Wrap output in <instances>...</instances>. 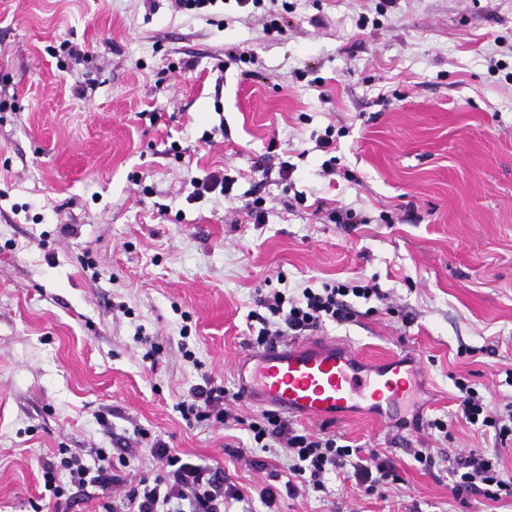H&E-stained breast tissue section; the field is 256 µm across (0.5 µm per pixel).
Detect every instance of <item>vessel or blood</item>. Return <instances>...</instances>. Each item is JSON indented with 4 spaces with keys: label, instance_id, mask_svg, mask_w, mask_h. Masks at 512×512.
Segmentation results:
<instances>
[{
    "label": "vessel or blood",
    "instance_id": "b4317fda",
    "mask_svg": "<svg viewBox=\"0 0 512 512\" xmlns=\"http://www.w3.org/2000/svg\"><path fill=\"white\" fill-rule=\"evenodd\" d=\"M236 368L245 398L321 421L358 411L385 420L416 392L418 380L417 366L404 359L370 362L333 342L249 352Z\"/></svg>",
    "mask_w": 512,
    "mask_h": 512
}]
</instances>
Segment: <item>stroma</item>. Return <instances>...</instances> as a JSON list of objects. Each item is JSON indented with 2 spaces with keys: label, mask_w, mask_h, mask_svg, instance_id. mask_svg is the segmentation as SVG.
I'll return each instance as SVG.
<instances>
[{
  "label": "stroma",
  "mask_w": 512,
  "mask_h": 512,
  "mask_svg": "<svg viewBox=\"0 0 512 512\" xmlns=\"http://www.w3.org/2000/svg\"><path fill=\"white\" fill-rule=\"evenodd\" d=\"M292 3L280 36L269 0L206 17L170 0H0V512H102L111 489L51 500L42 465L103 448L130 477L156 438L250 495L226 512H512L511 496L455 495L443 460L499 448L456 416V381L512 403V0ZM234 46L253 61L227 59ZM214 174L228 194L189 200ZM255 194L261 224L244 208ZM343 207L353 223L333 220ZM356 277L383 300H353L354 318L311 339L413 354L419 394L384 421L293 423L401 480L369 493L348 466L327 492L266 506L283 454L239 425L186 424L175 403L206 379L238 391L257 293ZM499 450L512 481V444Z\"/></svg>",
  "instance_id": "stroma-1"
}]
</instances>
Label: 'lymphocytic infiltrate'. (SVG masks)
Instances as JSON below:
<instances>
[{"mask_svg": "<svg viewBox=\"0 0 512 512\" xmlns=\"http://www.w3.org/2000/svg\"><path fill=\"white\" fill-rule=\"evenodd\" d=\"M377 285L355 278L345 283L324 284L319 288L302 289L292 297L276 290L256 298V308L249 319L259 322L255 336L257 347L279 343L290 336H300L326 321L343 322L353 317L350 298L371 300L380 297ZM460 400L457 415L468 424L494 429L500 440L512 437V408L500 410L475 388L458 382ZM225 391L211 383L192 386L179 398L176 409L183 420L226 424L232 413L224 405ZM256 447L281 448L286 456L289 479L285 483L287 494L298 489L323 490L327 474L353 463L355 474L361 482L396 478L394 467L383 464L369 468L357 460V451L349 445L339 444L336 436H316L305 430H297L285 421L278 411L267 409L256 419L245 422ZM59 462L43 469L44 488L54 498L65 494V486L59 485V472H66L69 484L106 486L119 483L118 475L110 473L106 464L105 449H59ZM151 454L158 467L157 472H144L130 484L119 502L107 507L106 512H224L225 499L243 500L244 494L233 486H225L220 469L195 463L180 454L172 453L162 440H155ZM497 449L479 448L468 455L455 456L452 469L455 494L480 493L490 499L500 494L512 496V483L503 479L497 464Z\"/></svg>", "mask_w": 512, "mask_h": 512, "instance_id": "f902f5d3", "label": "lymphocytic infiltrate"}]
</instances>
